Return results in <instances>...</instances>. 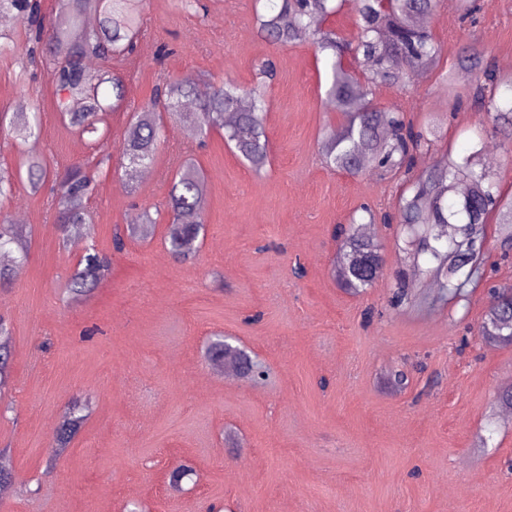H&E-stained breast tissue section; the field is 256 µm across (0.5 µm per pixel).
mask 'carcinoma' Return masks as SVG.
<instances>
[{
  "mask_svg": "<svg viewBox=\"0 0 512 512\" xmlns=\"http://www.w3.org/2000/svg\"><path fill=\"white\" fill-rule=\"evenodd\" d=\"M269 7L254 17L260 36L272 44L286 47L304 34L311 36L316 52L324 56L329 73L326 91L328 103L343 117L339 128L325 129L321 151L326 164L339 172L358 174L370 171L402 170L415 172L408 194L399 198L394 214L381 217L383 226L397 223L406 233L405 242H417L414 265L424 263L425 272L441 271L445 278L436 281L437 300L458 301L466 297L467 288L482 278L483 253L477 249L486 242V221L495 217L498 224H512V198H503L489 179L474 150L454 160L446 155L433 164L414 171L417 155L428 146L430 130H416L392 109L377 107L368 99L370 87L377 84L405 87L414 78L424 77L438 65L442 50L434 41L428 19L438 0H356L357 30L349 41L333 30L322 27L336 12L334 0H268ZM56 9L66 21L46 27L41 0H0V14L21 17L32 40L52 61L55 99L54 109L70 126L85 134H100V167L108 163V131L100 130L103 115L126 102L124 81L109 70H92L91 57L111 59L135 52L142 35L143 0H56ZM92 10L102 16L97 27L85 25L84 16ZM362 55L368 69L359 71L345 64L350 45ZM408 68L399 66L400 61ZM457 65L468 68L480 90L489 95L480 98L479 111L487 116L494 129L512 135V96L496 97L500 86L512 91V78L497 75L481 51H471L458 59ZM260 81L245 91L234 82L214 88L208 95L197 94L192 77L167 83L156 90L145 107L134 111L124 141L119 147L125 175H135L154 165L163 136V115L174 116L192 127L205 139L214 130L224 132V141L254 172L260 174L269 165V139L266 132L267 81L275 67L267 59L258 65ZM40 112H14L0 119V133L15 140H25L40 131ZM27 166L30 189L37 192L51 182L50 209L63 232L65 246H71L72 229H84L83 244L76 268L65 284L74 301L87 298L111 270V258L93 244L94 228L90 225L87 206L93 179L85 162H75L63 170H50L37 159H23ZM464 182L467 190L458 200L448 203V193ZM207 190L202 171L187 160L180 164L169 181L171 218L165 243L169 253L183 262L196 258L205 219L200 201ZM156 219L145 207L138 224L115 231L113 249L121 252L128 239H147L155 229ZM340 238L336 253L339 285L350 293L371 288L376 281L365 277L364 270L382 258L379 244L362 235L360 227L350 224L335 231ZM0 252L13 255L16 263L27 258L28 242L15 225L0 218ZM479 332L488 342L512 343V288L494 290ZM12 336L7 320L0 316V386L7 380ZM242 349L219 336L208 349L213 363L224 362V354ZM80 418L63 420L56 435L55 448L68 447Z\"/></svg>",
  "mask_w": 512,
  "mask_h": 512,
  "instance_id": "obj_1",
  "label": "carcinoma"
}]
</instances>
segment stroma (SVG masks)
<instances>
[{
  "label": "stroma",
  "instance_id": "obj_1",
  "mask_svg": "<svg viewBox=\"0 0 512 512\" xmlns=\"http://www.w3.org/2000/svg\"><path fill=\"white\" fill-rule=\"evenodd\" d=\"M200 4L144 0L136 52L90 66L120 73L139 105L188 75L209 89L228 78L254 86L259 62L273 59L270 164L255 174L216 132L195 148L170 119L150 178L93 170L94 244L112 271L81 303L63 290L75 259L50 214L49 188L19 185L0 202L11 220L25 210L18 229L30 245L0 288L12 330L0 389V464L12 482L0 512H512V408L498 402L512 391V345L478 334L489 285L512 286V258L501 257L512 224H490L489 283L464 300L391 308L398 285L414 295L433 283L404 270L394 231L379 223L371 236L382 278L366 293L343 291L334 226L394 212L407 177L325 165L323 129L342 118L326 102V69L309 38L284 48L262 39L257 0ZM429 25L442 47L439 69L403 89L376 88L372 100L435 127L419 165L479 147L512 196V160L500 135L481 128L474 76L457 65L469 47L512 76V0H485L472 18L459 0H439ZM27 36L17 17L0 23V112L39 108L41 130L18 147L0 137V167L16 170L28 156L61 169L95 149L54 111L51 62L22 58ZM187 156L208 191L203 244L194 261L180 262L164 245L167 181ZM145 207L159 213L153 236L115 252V225ZM217 333L257 354L267 377L246 381L229 364L226 379L212 377L205 346ZM395 370L408 374V388L388 384ZM85 395L80 429L54 455L58 425ZM181 463L191 474L171 487L168 473Z\"/></svg>",
  "mask_w": 512,
  "mask_h": 512
}]
</instances>
